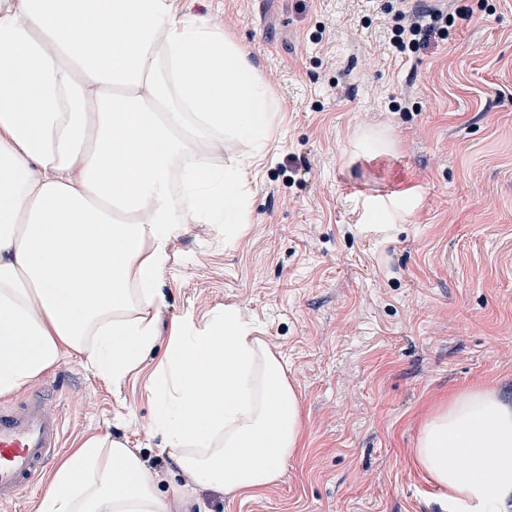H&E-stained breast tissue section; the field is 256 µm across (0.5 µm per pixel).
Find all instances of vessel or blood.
Instances as JSON below:
<instances>
[{"instance_id": "1", "label": "vessel or blood", "mask_w": 512, "mask_h": 512, "mask_svg": "<svg viewBox=\"0 0 512 512\" xmlns=\"http://www.w3.org/2000/svg\"><path fill=\"white\" fill-rule=\"evenodd\" d=\"M63 416L38 395L0 405V506L14 503L63 446Z\"/></svg>"}]
</instances>
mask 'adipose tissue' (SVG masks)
I'll return each instance as SVG.
<instances>
[{
    "instance_id": "ef3b65f1",
    "label": "adipose tissue",
    "mask_w": 512,
    "mask_h": 512,
    "mask_svg": "<svg viewBox=\"0 0 512 512\" xmlns=\"http://www.w3.org/2000/svg\"><path fill=\"white\" fill-rule=\"evenodd\" d=\"M278 110L260 67L183 0H0V397L75 356L121 387L156 347L170 246L250 222V158ZM151 431L194 486L278 483L303 434L286 366L224 308L171 324ZM416 466L448 512H512V401L462 391ZM38 512H172L139 449L93 435Z\"/></svg>"
}]
</instances>
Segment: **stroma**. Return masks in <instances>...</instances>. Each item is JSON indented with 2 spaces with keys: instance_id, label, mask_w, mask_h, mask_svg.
<instances>
[{
  "instance_id": "obj_1",
  "label": "stroma",
  "mask_w": 512,
  "mask_h": 512,
  "mask_svg": "<svg viewBox=\"0 0 512 512\" xmlns=\"http://www.w3.org/2000/svg\"><path fill=\"white\" fill-rule=\"evenodd\" d=\"M394 3L187 0L280 104L251 222L176 235L162 334L121 391L69 356L28 387L58 403L65 448L108 434L161 459L173 512H448L413 461L422 423L467 389L512 397V0H433L468 19L403 57ZM222 307L282 357L304 445L278 484L186 505L145 385L170 324Z\"/></svg>"
}]
</instances>
